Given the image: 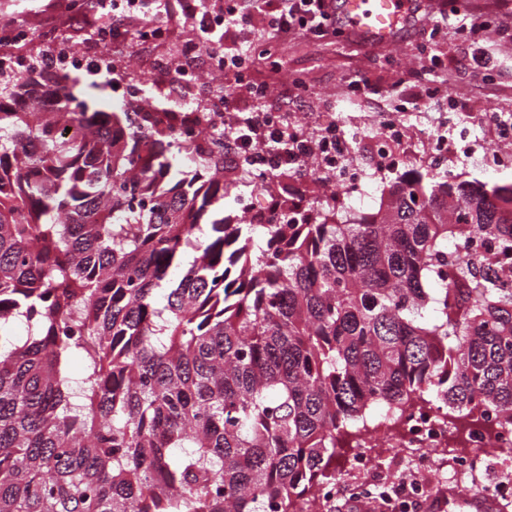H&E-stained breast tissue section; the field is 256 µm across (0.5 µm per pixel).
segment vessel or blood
<instances>
[{"instance_id":"obj_1","label":"vessel or blood","mask_w":512,"mask_h":512,"mask_svg":"<svg viewBox=\"0 0 512 512\" xmlns=\"http://www.w3.org/2000/svg\"><path fill=\"white\" fill-rule=\"evenodd\" d=\"M409 6V0H340L338 11L355 34L375 45H391Z\"/></svg>"}]
</instances>
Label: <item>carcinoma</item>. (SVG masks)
<instances>
[{
    "label": "carcinoma",
    "instance_id": "obj_1",
    "mask_svg": "<svg viewBox=\"0 0 512 512\" xmlns=\"http://www.w3.org/2000/svg\"><path fill=\"white\" fill-rule=\"evenodd\" d=\"M74 83L0 100V512H311L377 408L512 427V288L469 258L512 265V180L415 167L359 213L277 175L293 217L236 223L189 116Z\"/></svg>",
    "mask_w": 512,
    "mask_h": 512
}]
</instances>
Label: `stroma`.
Masks as SVG:
<instances>
[{
    "label": "stroma",
    "instance_id": "1",
    "mask_svg": "<svg viewBox=\"0 0 512 512\" xmlns=\"http://www.w3.org/2000/svg\"><path fill=\"white\" fill-rule=\"evenodd\" d=\"M438 3L439 0H419L417 17L403 28L397 42L387 48H369L356 36L345 33L330 39L294 35L274 43L269 57L251 52L250 78L268 87L261 107L274 109L284 104L292 112L336 117L346 122L351 138L360 147L367 142L361 116L398 110L406 119H417L423 126L428 117L447 111L444 94L448 91L455 93L459 119L470 125L473 136L482 134L479 127L470 124V114L478 106L512 118V14L498 12L496 0H462L460 8L471 19L488 17L493 21L479 48L484 53V67L478 71L471 65L477 48L462 39L455 26L432 34ZM4 14L15 25L28 29L23 50L26 58H37L54 39L74 41L86 52L95 48V16L69 6L66 0H0V16ZM155 19L168 26L169 35L154 42H131L126 52L131 69L109 75L80 74L74 89L79 99L105 112L119 111L125 87L139 78L141 65L149 64L154 68L149 89L154 109L190 112L197 104L222 101L225 82L220 74L211 71L206 60H198L202 76L189 88L165 69L182 43L198 32L197 23L173 22L162 13L156 14ZM47 31L52 34L48 41L42 38ZM427 40L432 43L428 55L419 50L420 43ZM434 54L440 56L442 66L432 64L430 57ZM362 74L370 77L375 92L357 97L347 83ZM298 79L308 85V97L294 98L293 84ZM463 460L469 463V489L449 498L444 512H477L478 502L489 499L492 487L512 484V452L487 448L477 457L471 449L459 446L439 451L423 464L426 481L435 488L450 482Z\"/></svg>",
    "mask_w": 512,
    "mask_h": 512
}]
</instances>
